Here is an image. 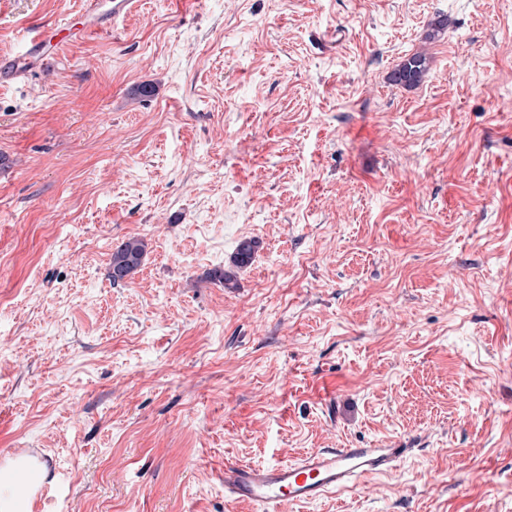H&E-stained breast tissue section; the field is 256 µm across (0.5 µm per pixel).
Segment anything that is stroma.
<instances>
[{"label": "stroma", "instance_id": "1", "mask_svg": "<svg viewBox=\"0 0 512 512\" xmlns=\"http://www.w3.org/2000/svg\"><path fill=\"white\" fill-rule=\"evenodd\" d=\"M84 3L0 0V59L84 29L0 83V450L51 458L38 512H255L225 460L380 445L282 512H512V0ZM135 0H110L109 8L99 12L98 0L86 1L85 11L96 16V22L93 27L112 22V26L122 19L135 6ZM429 61L425 54L414 53L404 60L391 73L390 80L405 87L417 86L428 69ZM145 253V242L138 237L127 238L117 245L112 251L108 271L112 284H119L133 276L142 266ZM259 246L258 240L245 238L238 242L235 251L230 259V265L224 269H215L209 274L213 281L224 283V287L232 288L236 280L238 270L250 266Z\"/></svg>", "mask_w": 512, "mask_h": 512}]
</instances>
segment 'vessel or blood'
<instances>
[{
    "instance_id": "1",
    "label": "vessel or blood",
    "mask_w": 512,
    "mask_h": 512,
    "mask_svg": "<svg viewBox=\"0 0 512 512\" xmlns=\"http://www.w3.org/2000/svg\"><path fill=\"white\" fill-rule=\"evenodd\" d=\"M135 5V0H110L100 10L98 0H87L85 10L97 24L118 22ZM47 32H36L23 51L0 60V79L10 81L25 75L45 58ZM404 455L400 448H323L302 456L293 463H224V496L231 501H247L258 512H279L284 503L313 502L326 494L349 488L359 479L386 474L395 469ZM44 456L37 448H13L0 454V462L35 474Z\"/></svg>"
}]
</instances>
